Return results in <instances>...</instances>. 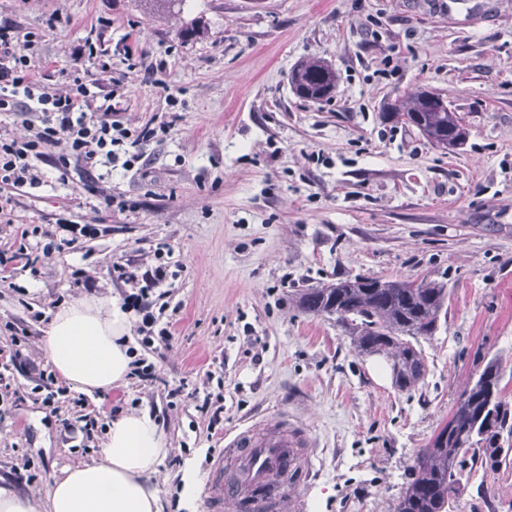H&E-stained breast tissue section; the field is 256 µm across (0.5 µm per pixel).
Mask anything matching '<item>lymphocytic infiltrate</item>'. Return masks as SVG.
<instances>
[{"label":"lymphocytic infiltrate","mask_w":512,"mask_h":512,"mask_svg":"<svg viewBox=\"0 0 512 512\" xmlns=\"http://www.w3.org/2000/svg\"><path fill=\"white\" fill-rule=\"evenodd\" d=\"M31 34L9 23H0V112L26 115L29 134L18 140L0 133V184L35 188L42 184L40 164L50 147L64 143L65 151L54 165L60 171L76 168L88 183L98 180V169L121 163L132 170L142 157L141 147L155 136L151 127L133 130L112 117V96L95 83L74 79L66 90L48 87L41 80ZM118 279L139 283L134 300L142 312L138 328L143 349L166 341L168 328H157L149 299L153 288L167 277L164 265L143 274L115 266Z\"/></svg>","instance_id":"lymphocytic-infiltrate-1"}]
</instances>
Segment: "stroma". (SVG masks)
Segmentation results:
<instances>
[{
  "label": "stroma",
  "instance_id": "stroma-1",
  "mask_svg": "<svg viewBox=\"0 0 512 512\" xmlns=\"http://www.w3.org/2000/svg\"><path fill=\"white\" fill-rule=\"evenodd\" d=\"M0 0V22L38 39L54 88L70 76L112 91L116 119L156 128L138 169L102 168L100 186L135 202L106 212L50 148L38 188L12 190L0 251L25 225L61 240L0 286L5 325L24 322L27 366L10 370L0 476L43 498L53 477L95 457L105 435L69 432L72 401L47 407L29 368L52 374L39 340L57 304L95 294L124 305L113 265L167 267L153 292L169 342L150 380L93 395L98 423L145 407L169 452L164 512H206L224 434L286 413L317 445L312 478L289 487L302 512H394L408 469L489 360L512 400V0ZM201 25L202 37L186 35ZM106 51L83 53L86 37ZM319 56L330 101L304 102L290 69ZM441 92L469 130L450 152L390 123L388 106ZM88 226L67 242L66 225ZM169 253L155 258L157 245ZM356 275L436 279L448 313L421 340L423 380L399 391L385 359L358 356L335 318L297 309V289ZM191 472L193 494L182 496ZM452 512H512V466L470 464Z\"/></svg>",
  "mask_w": 512,
  "mask_h": 512
}]
</instances>
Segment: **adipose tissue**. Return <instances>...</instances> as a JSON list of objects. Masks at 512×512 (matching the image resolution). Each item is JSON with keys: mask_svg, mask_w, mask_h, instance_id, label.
Wrapping results in <instances>:
<instances>
[{"mask_svg": "<svg viewBox=\"0 0 512 512\" xmlns=\"http://www.w3.org/2000/svg\"><path fill=\"white\" fill-rule=\"evenodd\" d=\"M129 333L124 311L89 295L58 305L40 348L71 389L103 394L128 380L133 362ZM167 451L155 417L143 409L126 410L108 424L94 459L49 484L44 503L0 477V512H162L153 476Z\"/></svg>", "mask_w": 512, "mask_h": 512, "instance_id": "adipose-tissue-1", "label": "adipose tissue"}]
</instances>
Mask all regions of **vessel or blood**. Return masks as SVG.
I'll return each mask as SVG.
<instances>
[{
  "label": "vessel or blood",
  "mask_w": 512,
  "mask_h": 512,
  "mask_svg": "<svg viewBox=\"0 0 512 512\" xmlns=\"http://www.w3.org/2000/svg\"><path fill=\"white\" fill-rule=\"evenodd\" d=\"M241 461L236 482L224 480L226 459ZM316 451L312 439L296 425L271 427L269 421L255 422L224 443V451L211 462V480L207 487L208 512H224L225 505L236 512H302L297 497L283 489H270L272 478L281 470L312 476Z\"/></svg>",
  "instance_id": "1"
}]
</instances>
